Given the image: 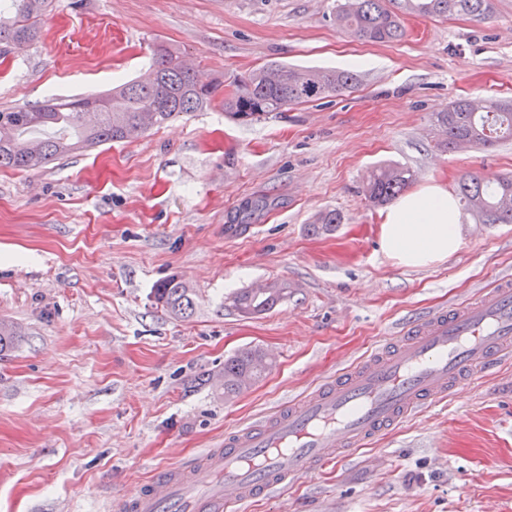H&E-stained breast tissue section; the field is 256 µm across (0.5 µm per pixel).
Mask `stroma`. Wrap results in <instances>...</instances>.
Instances as JSON below:
<instances>
[{
    "mask_svg": "<svg viewBox=\"0 0 512 512\" xmlns=\"http://www.w3.org/2000/svg\"><path fill=\"white\" fill-rule=\"evenodd\" d=\"M38 41L0 53V109L102 93L140 78L152 47L217 85L206 109L144 136L0 169V512H110L155 468L197 458L355 366L408 322L512 276V224L460 212L445 262L395 265L363 187L398 164L414 188L512 175V140L447 151L433 115L451 100L512 101V0L486 23L410 17L371 44L336 0H53ZM354 68L352 91L252 123L224 96L271 62ZM343 220L314 234L323 210ZM242 228L232 229L236 218ZM176 276L196 308L154 290ZM290 283L259 315L242 288ZM258 346L276 363L224 394V360ZM240 512H512V360L334 467ZM155 301L169 313L189 317L195 310L194 293L178 277H170L160 282L154 290Z\"/></svg>",
    "mask_w": 512,
    "mask_h": 512,
    "instance_id": "obj_1",
    "label": "stroma"
}]
</instances>
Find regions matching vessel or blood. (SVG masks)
I'll return each mask as SVG.
<instances>
[{
    "label": "vessel or blood",
    "mask_w": 512,
    "mask_h": 512,
    "mask_svg": "<svg viewBox=\"0 0 512 512\" xmlns=\"http://www.w3.org/2000/svg\"><path fill=\"white\" fill-rule=\"evenodd\" d=\"M512 358V278L403 327L361 365L274 416L226 432L187 463L156 469L115 512H235L337 463Z\"/></svg>",
    "instance_id": "obj_1"
}]
</instances>
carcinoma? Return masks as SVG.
Returning <instances> with one entry per match:
<instances>
[{"label": "carcinoma", "instance_id": "obj_1", "mask_svg": "<svg viewBox=\"0 0 512 512\" xmlns=\"http://www.w3.org/2000/svg\"><path fill=\"white\" fill-rule=\"evenodd\" d=\"M14 15L0 12V45L23 48L38 33L35 19L50 0H9ZM494 13V0H343L337 20L352 37L367 43H388L406 35L403 18L409 14L468 16L486 22ZM358 75L350 70L294 67L269 64L239 80L224 96V111L242 122L258 121L273 112H285L293 105L340 95L353 88ZM217 90L213 82L182 66L180 57L162 43L153 49L150 71L138 80L112 92V110L99 113L93 123L84 120L85 98L52 99L38 108L0 110V122L13 125V139L0 140V167L28 170L72 154L89 146L131 141L147 127L140 122L145 111L154 114L153 125L189 112L212 101ZM434 123L444 135L441 146L451 150L458 142L489 147L502 138L512 139V102L489 100L476 109L472 101L459 98L448 110L434 114ZM415 174L398 164L378 167L364 186V196L381 206L404 192ZM463 209L483 224H512V207L502 201L512 199V176L469 174L458 183ZM342 216L335 210L318 214L311 229L315 233L335 230ZM289 285L274 281L263 292L241 289L231 297L232 306L245 314H261L288 296ZM155 301L169 313L189 317L195 310L194 293L177 277L154 288ZM19 338L16 327L0 320V353L13 347ZM274 358L259 347L242 349L224 360V395L230 396L263 379L273 368Z\"/></svg>", "mask_w": 512, "mask_h": 512}]
</instances>
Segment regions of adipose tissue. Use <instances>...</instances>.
<instances>
[{
	"label": "adipose tissue",
	"mask_w": 512,
	"mask_h": 512,
	"mask_svg": "<svg viewBox=\"0 0 512 512\" xmlns=\"http://www.w3.org/2000/svg\"><path fill=\"white\" fill-rule=\"evenodd\" d=\"M380 244L403 267L446 261L461 244L455 197L438 182L409 191L383 213Z\"/></svg>",
	"instance_id": "adipose-tissue-1"
}]
</instances>
